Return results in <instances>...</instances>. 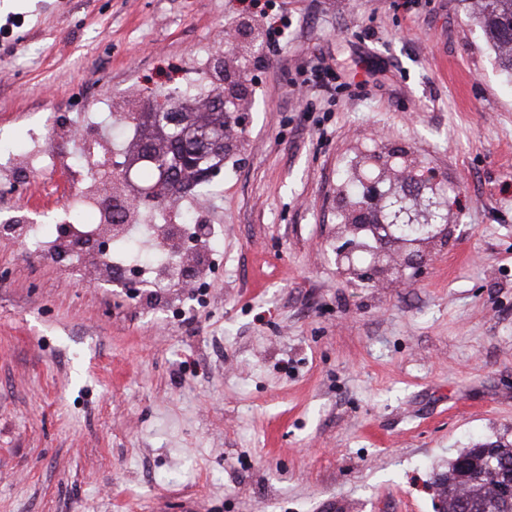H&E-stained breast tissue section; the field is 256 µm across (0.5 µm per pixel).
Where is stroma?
Here are the masks:
<instances>
[{"mask_svg": "<svg viewBox=\"0 0 512 512\" xmlns=\"http://www.w3.org/2000/svg\"><path fill=\"white\" fill-rule=\"evenodd\" d=\"M268 0H0V138L110 96L154 100L209 63L240 132L197 210L213 260L183 319L0 236V512H440L458 449L512 441V73L464 0H275L280 50L249 53ZM329 63L348 89L304 87ZM57 171L0 208L50 225ZM445 176L452 236L413 284L340 272L342 190L365 155Z\"/></svg>", "mask_w": 512, "mask_h": 512, "instance_id": "obj_1", "label": "stroma"}]
</instances>
